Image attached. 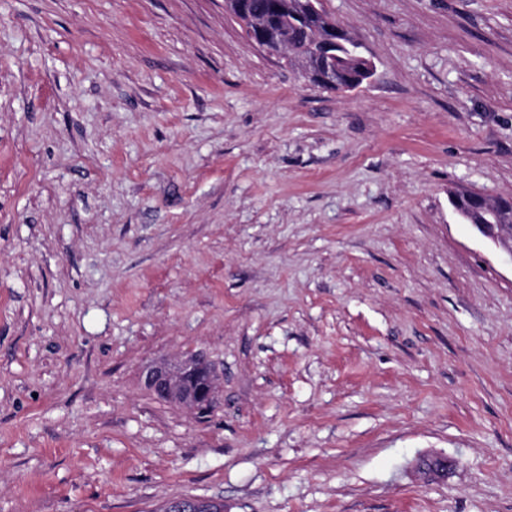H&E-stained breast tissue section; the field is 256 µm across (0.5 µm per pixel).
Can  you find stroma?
Masks as SVG:
<instances>
[{
    "label": "stroma",
    "instance_id": "stroma-1",
    "mask_svg": "<svg viewBox=\"0 0 512 512\" xmlns=\"http://www.w3.org/2000/svg\"><path fill=\"white\" fill-rule=\"evenodd\" d=\"M323 5L354 90L224 0H0V512H512V260L451 201L512 197V0ZM197 349L203 420L138 382ZM220 503L203 496L177 497L165 501L159 512H214V506Z\"/></svg>",
    "mask_w": 512,
    "mask_h": 512
}]
</instances>
